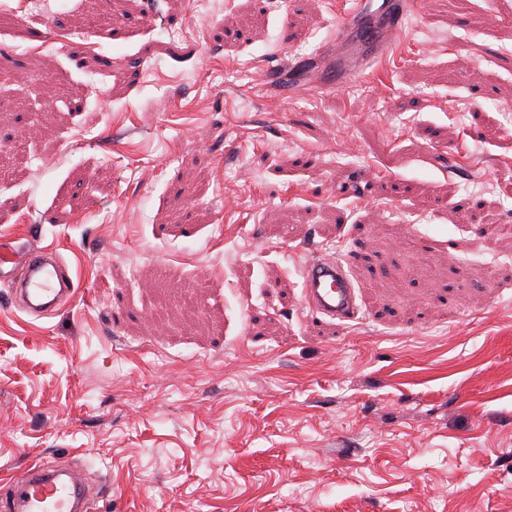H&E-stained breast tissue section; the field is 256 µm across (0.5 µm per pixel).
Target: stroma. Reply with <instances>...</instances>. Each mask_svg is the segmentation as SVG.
I'll return each instance as SVG.
<instances>
[{
    "label": "stroma",
    "mask_w": 512,
    "mask_h": 512,
    "mask_svg": "<svg viewBox=\"0 0 512 512\" xmlns=\"http://www.w3.org/2000/svg\"><path fill=\"white\" fill-rule=\"evenodd\" d=\"M196 2L0 0V244L77 285L33 318L0 283V489L512 512V0H416L334 87L358 0ZM320 252L353 319L303 304Z\"/></svg>",
    "instance_id": "35a3bbf8"
}]
</instances>
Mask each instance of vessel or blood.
<instances>
[{
  "label": "vessel or blood",
  "instance_id": "1",
  "mask_svg": "<svg viewBox=\"0 0 512 512\" xmlns=\"http://www.w3.org/2000/svg\"><path fill=\"white\" fill-rule=\"evenodd\" d=\"M402 0H383L381 12L387 22L378 27L369 15L355 9L344 13L338 25V41L360 42L368 53H376L395 42L404 14ZM0 282L12 293L14 310L32 317H46L75 293V282L57 252L31 238L0 249ZM345 259L324 255L308 259L301 268L303 300L313 314L348 320L357 306L347 277ZM98 496L74 473L41 462L28 467L8 483L0 512H95Z\"/></svg>",
  "mask_w": 512,
  "mask_h": 512
}]
</instances>
